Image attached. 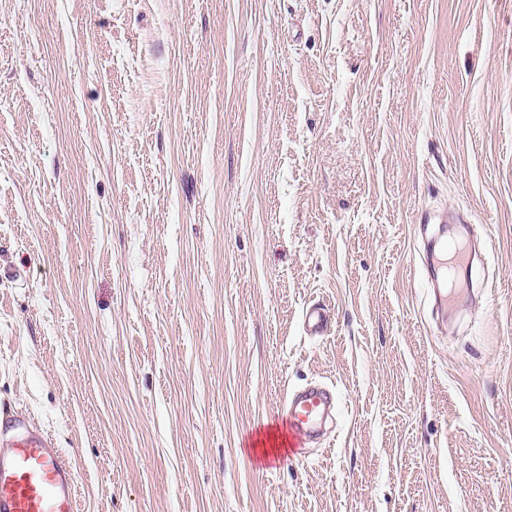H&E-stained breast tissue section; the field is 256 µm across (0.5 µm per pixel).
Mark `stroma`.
<instances>
[{"mask_svg":"<svg viewBox=\"0 0 512 512\" xmlns=\"http://www.w3.org/2000/svg\"><path fill=\"white\" fill-rule=\"evenodd\" d=\"M423 208L488 234L444 324ZM3 413L78 512H512V0H0ZM305 330L311 335L321 336L328 326L325 309L320 305H311L306 309L303 318ZM283 405L288 415V435L291 438L288 458H297L301 448H307L323 422L336 409V393L322 385H308L287 394Z\"/></svg>","mask_w":512,"mask_h":512,"instance_id":"1","label":"stroma"}]
</instances>
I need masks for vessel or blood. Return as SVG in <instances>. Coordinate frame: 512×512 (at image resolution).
Returning <instances> with one entry per match:
<instances>
[{"label": "vessel or blood", "instance_id": "vessel-or-blood-1", "mask_svg": "<svg viewBox=\"0 0 512 512\" xmlns=\"http://www.w3.org/2000/svg\"><path fill=\"white\" fill-rule=\"evenodd\" d=\"M471 267L470 240L465 235L443 232L429 240L423 272L440 305L448 303L447 276H467ZM303 324L308 333L322 335L328 326L324 308L309 306ZM283 405L291 438L288 456L294 458L335 410L336 394L322 385H308L286 395ZM6 424L14 436L8 450L0 452V512H77L75 474L62 452L22 416L8 415Z\"/></svg>", "mask_w": 512, "mask_h": 512}]
</instances>
